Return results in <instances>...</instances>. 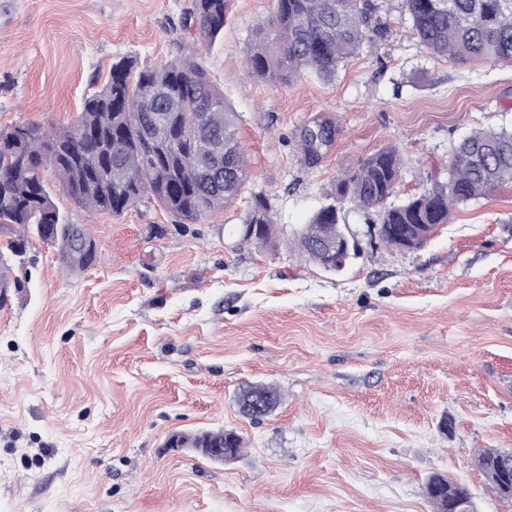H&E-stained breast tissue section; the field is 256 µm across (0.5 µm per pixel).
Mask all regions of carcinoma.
Listing matches in <instances>:
<instances>
[{"instance_id": "carcinoma-1", "label": "carcinoma", "mask_w": 512, "mask_h": 512, "mask_svg": "<svg viewBox=\"0 0 512 512\" xmlns=\"http://www.w3.org/2000/svg\"><path fill=\"white\" fill-rule=\"evenodd\" d=\"M229 0H192L183 27L202 46L224 30ZM419 42L433 55L455 64L512 62V0H402ZM377 0H275V10L258 22L246 49L248 72L270 83L289 84L307 72L322 80L356 56L371 32L380 30ZM334 129L327 124L302 133L305 162L318 158ZM53 173L63 193L76 204L119 215L144 198H153L170 214L188 222L204 221L224 209L242 191L247 159L238 138V116L194 61H171L136 69L121 59L112 64L102 90L84 101L81 112L65 125L45 130L24 123L0 130V228L31 225L46 241L57 239L59 213L46 175ZM402 163L383 148L351 170L333 197L375 215L381 240L400 249L426 245L451 211L487 199L512 184V128L478 130L453 150L447 179L395 204ZM337 204V205H339ZM337 205L318 210L293 233L299 255L317 265L325 256L321 241L336 237ZM244 223L258 229L249 240L266 244L277 233L265 202L252 208ZM75 264H85L81 234L63 237ZM264 415L280 402L278 392L253 385L239 397L249 415L256 403ZM182 448L230 450L243 446L233 431H199L179 436ZM502 452L486 449L476 466L488 486L502 494L494 474ZM427 494L433 512H447L448 494L470 489L446 475L434 474Z\"/></svg>"}]
</instances>
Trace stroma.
<instances>
[{
	"label": "stroma",
	"instance_id": "1",
	"mask_svg": "<svg viewBox=\"0 0 512 512\" xmlns=\"http://www.w3.org/2000/svg\"><path fill=\"white\" fill-rule=\"evenodd\" d=\"M191 3L0 0V128L68 123L119 58L193 55L239 116L249 170L199 223L153 202L90 211L52 185L93 246L82 270L61 243L0 230V512H431L436 473L477 512H512L475 463L512 451V186L410 251L344 208L359 252L339 272L285 245L383 147L402 159L397 200L446 180L459 141L512 126V64L432 56L400 0H380L383 31L334 80L273 84L243 57L274 0H230L206 48L182 27ZM322 122L335 138L305 164L300 132ZM260 196L279 228L265 248L238 233ZM257 384L281 400L255 421L238 396ZM222 428L245 441L224 463L168 445Z\"/></svg>",
	"mask_w": 512,
	"mask_h": 512
}]
</instances>
